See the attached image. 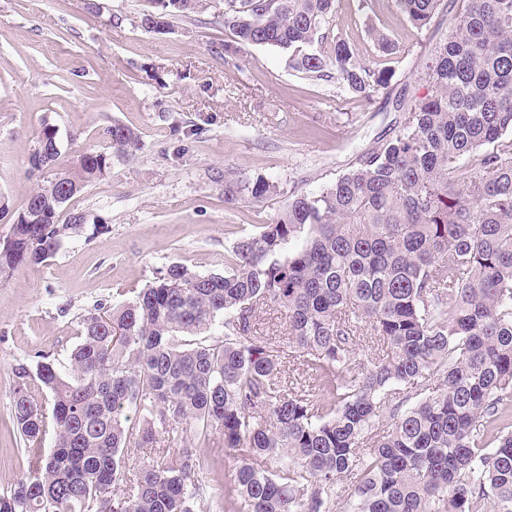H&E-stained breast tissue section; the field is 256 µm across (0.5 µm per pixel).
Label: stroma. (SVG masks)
I'll list each match as a JSON object with an SVG mask.
<instances>
[{
	"label": "stroma",
	"mask_w": 512,
	"mask_h": 512,
	"mask_svg": "<svg viewBox=\"0 0 512 512\" xmlns=\"http://www.w3.org/2000/svg\"><path fill=\"white\" fill-rule=\"evenodd\" d=\"M99 2L93 15L85 0H0V237L51 175L31 165L44 124L56 128L67 164L107 150L115 123L140 140L134 157L113 158L66 203L65 213L87 215L82 232L49 261L0 277V489L28 470L10 418L13 365L37 355L66 363L79 316L101 301H131L170 264L222 270L226 250L280 215L291 193L318 190L392 138L405 118L397 100L422 93V67L464 7L442 0L418 29L395 0H339L336 32L365 64L396 71L365 103L337 81L291 70L274 46L247 48L240 68H225L221 0L171 18L163 33L139 23L150 0ZM370 20L397 54L378 51ZM242 177L275 181L279 192L225 200V181Z\"/></svg>",
	"instance_id": "1"
}]
</instances>
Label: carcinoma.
<instances>
[{
  "instance_id": "cac0c4a2",
  "label": "carcinoma",
  "mask_w": 512,
  "mask_h": 512,
  "mask_svg": "<svg viewBox=\"0 0 512 512\" xmlns=\"http://www.w3.org/2000/svg\"><path fill=\"white\" fill-rule=\"evenodd\" d=\"M199 2L173 0L140 25L155 31ZM439 5L396 0L420 29ZM222 16L228 67L244 47L275 46L294 71L364 101L395 76L334 34L336 0H224ZM423 79L394 137L290 195L224 254L223 272L173 263L131 302L97 303L80 316L66 374L14 365L28 474L0 492V512H194L215 482V431L237 460L226 512H331L344 481L347 512H512V0H467ZM54 131L42 129L39 170L61 157ZM108 134L112 153L85 151L33 190L0 238V276L83 230L86 215L61 221L58 200L138 149L128 126ZM278 191L262 178L224 186L229 200ZM270 304L288 313L281 345L257 331ZM218 324L222 337L202 339ZM363 336L372 346L359 358ZM288 364L318 394L284 385ZM401 385L419 396L406 409Z\"/></svg>"
}]
</instances>
